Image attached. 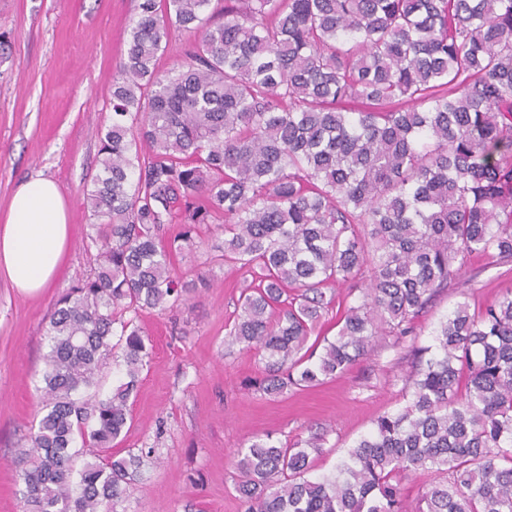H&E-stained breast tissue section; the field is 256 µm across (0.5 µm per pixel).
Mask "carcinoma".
<instances>
[{
	"instance_id": "1",
	"label": "carcinoma",
	"mask_w": 512,
	"mask_h": 512,
	"mask_svg": "<svg viewBox=\"0 0 512 512\" xmlns=\"http://www.w3.org/2000/svg\"><path fill=\"white\" fill-rule=\"evenodd\" d=\"M100 142L95 266L49 318L21 453L30 512H118L143 466L112 451L149 358L135 319L186 300L172 257L197 224L252 276L229 338L262 356L258 391L319 385L378 336L411 359L403 405L333 476L306 478L322 433L238 450L245 512H512V288L457 303L428 345L415 323L469 258L512 262V0H140ZM114 363L128 381L103 396Z\"/></svg>"
}]
</instances>
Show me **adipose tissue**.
Here are the masks:
<instances>
[{"label":"adipose tissue","mask_w":512,"mask_h":512,"mask_svg":"<svg viewBox=\"0 0 512 512\" xmlns=\"http://www.w3.org/2000/svg\"><path fill=\"white\" fill-rule=\"evenodd\" d=\"M68 240L67 207L56 183L37 176L19 184L0 224V276L23 294L48 287Z\"/></svg>","instance_id":"1"}]
</instances>
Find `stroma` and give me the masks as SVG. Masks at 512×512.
I'll return each instance as SVG.
<instances>
[{
    "label": "stroma",
    "mask_w": 512,
    "mask_h": 512,
    "mask_svg": "<svg viewBox=\"0 0 512 512\" xmlns=\"http://www.w3.org/2000/svg\"><path fill=\"white\" fill-rule=\"evenodd\" d=\"M137 0H0V219L17 186L50 178L64 196L70 244L51 284L23 295L0 277V512H23L16 470L36 421L46 327L57 296L89 272L92 218L84 194L98 168L100 131L112 117V76ZM465 278L472 307L512 287V270L482 257ZM252 277L238 264L194 280L178 308L141 312L150 358L130 399L121 447L149 451L119 512H244L230 459L266 436L277 442L325 433L310 478L397 410L409 369L388 336L347 372L278 396L257 392L264 365L231 342L238 299Z\"/></svg>",
    "instance_id": "35a3bbf8"
}]
</instances>
